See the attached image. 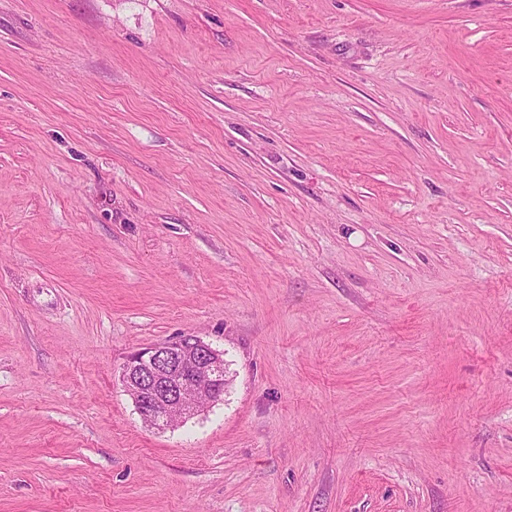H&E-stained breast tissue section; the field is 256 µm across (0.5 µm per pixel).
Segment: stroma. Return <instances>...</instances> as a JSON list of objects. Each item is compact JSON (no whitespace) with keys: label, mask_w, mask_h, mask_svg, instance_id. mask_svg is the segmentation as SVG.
Instances as JSON below:
<instances>
[{"label":"stroma","mask_w":512,"mask_h":512,"mask_svg":"<svg viewBox=\"0 0 512 512\" xmlns=\"http://www.w3.org/2000/svg\"><path fill=\"white\" fill-rule=\"evenodd\" d=\"M0 512H512V0H0ZM120 380L148 426L172 428L223 399V352L197 336H182L128 355Z\"/></svg>","instance_id":"stroma-1"}]
</instances>
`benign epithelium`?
Here are the masks:
<instances>
[{
    "label": "benign epithelium",
    "instance_id": "obj_1",
    "mask_svg": "<svg viewBox=\"0 0 512 512\" xmlns=\"http://www.w3.org/2000/svg\"><path fill=\"white\" fill-rule=\"evenodd\" d=\"M120 380L143 421L164 430L223 399V353L183 336L128 355Z\"/></svg>",
    "mask_w": 512,
    "mask_h": 512
}]
</instances>
